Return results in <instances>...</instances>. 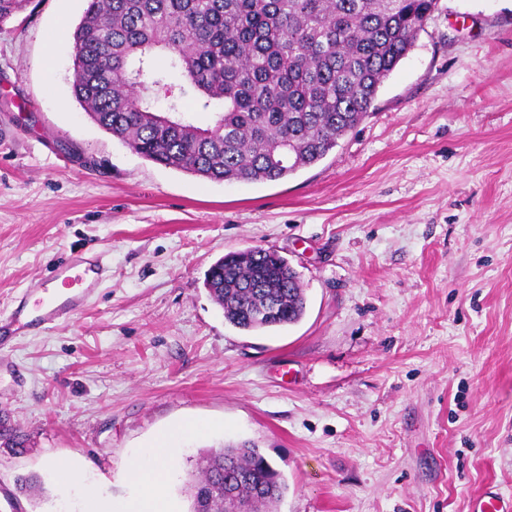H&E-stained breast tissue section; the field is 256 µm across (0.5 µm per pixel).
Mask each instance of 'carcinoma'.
<instances>
[{
  "label": "carcinoma",
  "instance_id": "obj_1",
  "mask_svg": "<svg viewBox=\"0 0 512 512\" xmlns=\"http://www.w3.org/2000/svg\"><path fill=\"white\" fill-rule=\"evenodd\" d=\"M73 32L74 99L141 157L215 182L276 181L353 131L414 46L437 0H87ZM31 0H0V24ZM177 86L160 110L148 90ZM216 115L202 128L184 100ZM204 286L224 320L284 328L305 312L300 277L273 250L230 252ZM0 447L25 440L0 421ZM192 512H267L281 473L243 443L201 457Z\"/></svg>",
  "mask_w": 512,
  "mask_h": 512
}]
</instances>
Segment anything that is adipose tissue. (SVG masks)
Masks as SVG:
<instances>
[{
  "mask_svg": "<svg viewBox=\"0 0 512 512\" xmlns=\"http://www.w3.org/2000/svg\"><path fill=\"white\" fill-rule=\"evenodd\" d=\"M176 451V445L164 444L132 458L128 476L135 486L134 492L120 500L88 497V512H174L162 489L164 467L172 462Z\"/></svg>",
  "mask_w": 512,
  "mask_h": 512,
  "instance_id": "adipose-tissue-1",
  "label": "adipose tissue"
}]
</instances>
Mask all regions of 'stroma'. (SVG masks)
<instances>
[{
    "mask_svg": "<svg viewBox=\"0 0 512 512\" xmlns=\"http://www.w3.org/2000/svg\"><path fill=\"white\" fill-rule=\"evenodd\" d=\"M0 25V316L51 299L71 252L111 277L69 322L0 344V512H81L132 490L128 460L173 427L168 492L251 442L275 512H471L512 494V0H438L359 125L277 181L217 183L136 154L71 93L87 0ZM68 35L53 40L57 27ZM262 247L306 308L279 330L224 320L204 287ZM42 488L20 493L19 477ZM512 496H504L495 489H489L484 495L477 497L471 512H511Z\"/></svg>",
    "mask_w": 512,
    "mask_h": 512,
    "instance_id": "1",
    "label": "stroma"
}]
</instances>
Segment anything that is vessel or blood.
<instances>
[{
    "label": "vessel or blood",
    "instance_id": "1",
    "mask_svg": "<svg viewBox=\"0 0 512 512\" xmlns=\"http://www.w3.org/2000/svg\"><path fill=\"white\" fill-rule=\"evenodd\" d=\"M54 273L64 279L77 278L80 288L63 301L48 303L29 313L23 307H16L11 315L0 319V331L12 334L26 327L45 326L73 318L83 306L87 293L99 287L106 271L101 261L79 257L57 266ZM472 512H512V496L488 490L475 499Z\"/></svg>",
    "mask_w": 512,
    "mask_h": 512
}]
</instances>
